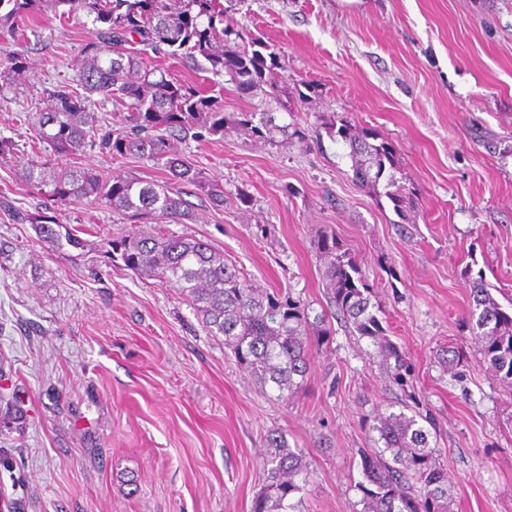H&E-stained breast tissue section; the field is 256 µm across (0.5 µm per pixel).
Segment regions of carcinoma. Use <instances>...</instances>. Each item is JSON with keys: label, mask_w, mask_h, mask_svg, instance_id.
<instances>
[{"label": "carcinoma", "mask_w": 512, "mask_h": 512, "mask_svg": "<svg viewBox=\"0 0 512 512\" xmlns=\"http://www.w3.org/2000/svg\"><path fill=\"white\" fill-rule=\"evenodd\" d=\"M65 14L84 12L97 25L96 39L83 48L78 86L60 82L43 89L28 116L38 144L56 160L51 167L27 162L24 179L38 193L56 202L103 204L131 224L191 222L193 213L171 182L195 187L213 206L224 207V188L170 146L174 133L195 131L198 138L224 135L229 127L249 126L253 133L274 141V134L304 139L300 129L288 133L267 112L260 125H251L248 114L232 119L219 101L204 96L194 86L157 74L143 62L123 52L127 42L171 57H202L216 75L224 74L241 94H251L266 84V74L278 66L277 54L260 43L240 49L224 27V7L219 0H0V38L18 36V23L47 9ZM21 50L0 48V97L16 89L25 73ZM100 96L126 106L125 126L106 129L92 110V97ZM329 134L349 148L355 179L377 187L386 179L384 196L403 218L412 205L406 188L394 175L393 145L376 133L331 121ZM97 147L112 159L130 155L158 166L168 180L146 181L109 176L94 168H80L74 160L86 147ZM21 224H31L39 240L51 246L61 240L76 245L71 234L56 231L55 219L45 212L19 213ZM120 253L124 266L147 278L170 283L190 299L212 336L224 337L238 365L283 399L299 389L311 368L308 334L325 343L331 335L326 315L310 317L308 307L289 297L264 294L248 284L234 264L207 243L179 236H122L108 241ZM329 257L326 287L337 314L360 337L372 340L378 354L394 360L392 376L403 381L410 372L401 351L385 340L381 308L371 302L370 288L357 263L336 253V236L326 234L320 244ZM469 318L484 361L501 380L512 385V311L504 310L490 295L483 273L471 278ZM420 415L401 411L380 414L371 430L381 448L360 452L363 480L362 512H450L448 474L439 462V449L430 443V430ZM272 451L263 460L266 484L253 500L252 512H297L295 495L305 490L312 470L302 449H291L283 434L269 436Z\"/></svg>", "instance_id": "obj_1"}]
</instances>
